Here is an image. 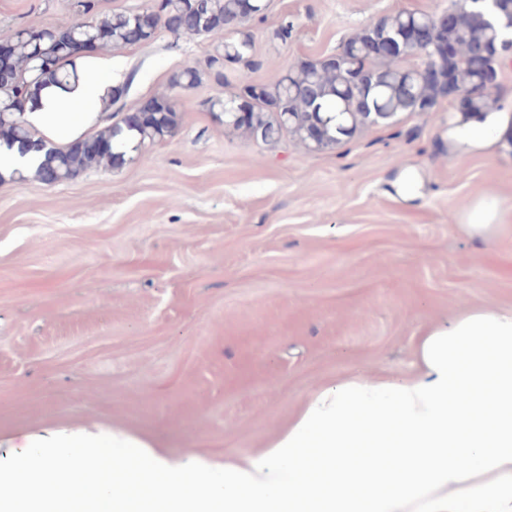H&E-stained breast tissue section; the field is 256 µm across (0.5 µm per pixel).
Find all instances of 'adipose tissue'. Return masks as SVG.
<instances>
[{"mask_svg": "<svg viewBox=\"0 0 512 512\" xmlns=\"http://www.w3.org/2000/svg\"><path fill=\"white\" fill-rule=\"evenodd\" d=\"M68 92L49 87L24 119L51 142L104 118L112 61H81ZM0 465V512H512V307H476L420 331L405 375L351 374L300 404L259 450L171 463L132 455L103 432L45 440ZM87 492L74 497V483Z\"/></svg>", "mask_w": 512, "mask_h": 512, "instance_id": "adipose-tissue-1", "label": "adipose tissue"}]
</instances>
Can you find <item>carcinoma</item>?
Masks as SVG:
<instances>
[{"label": "carcinoma", "instance_id": "carcinoma-1", "mask_svg": "<svg viewBox=\"0 0 512 512\" xmlns=\"http://www.w3.org/2000/svg\"><path fill=\"white\" fill-rule=\"evenodd\" d=\"M162 0L155 14L156 26L145 24L140 12H113L95 15L96 0H78L82 13L92 14L90 22L76 27L92 49H112L144 44L163 27L181 37L206 35L216 41L217 54L207 60V69L218 84L229 92L205 102L208 111L224 119V125L242 129L254 138L270 141L282 130L296 134L315 149L333 146L348 136L357 118L383 112L392 118L401 112H435L447 96L445 86L428 82L414 71L437 47H456L446 66L453 82L471 95L469 111H493L504 89L497 84V63L502 54L493 51L496 42L483 8L484 0H463L452 10V22L441 15L400 12L363 28L348 39L339 51L306 61L297 71L271 82L251 80L247 74L233 83L224 73L225 63L253 71L260 64L252 59L250 36L240 31L249 18L262 16L263 0ZM424 27L433 40L412 55L418 63L400 57L377 56L375 41L390 43L399 34ZM8 41L11 61L0 72V144L19 142L44 155L35 176L44 184L70 180L93 166L118 167L134 159V153L174 134L177 112L169 98L155 99V109L143 112L120 103L129 94L136 72L112 89L114 113L110 124L96 134L63 148L35 137L23 119L26 103L52 85L71 89L79 81L73 62L79 57L74 48L72 28L57 30L23 29L0 34ZM201 80L200 70L188 66L172 81V86L193 87Z\"/></svg>", "mask_w": 512, "mask_h": 512}]
</instances>
